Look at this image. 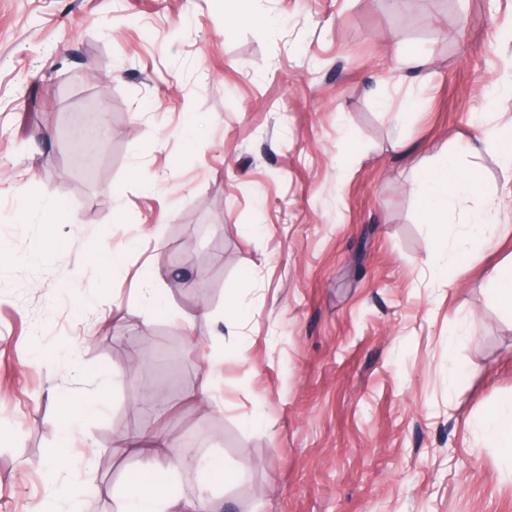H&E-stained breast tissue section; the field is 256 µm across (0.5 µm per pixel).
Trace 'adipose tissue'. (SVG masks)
Returning a JSON list of instances; mask_svg holds the SVG:
<instances>
[{
	"label": "adipose tissue",
	"instance_id": "ef3b65f1",
	"mask_svg": "<svg viewBox=\"0 0 512 512\" xmlns=\"http://www.w3.org/2000/svg\"><path fill=\"white\" fill-rule=\"evenodd\" d=\"M479 190L476 170L460 167L453 160H443L424 171L418 186L420 215L431 227L425 262L438 278H447L455 266L487 241L492 230L487 210L468 218L456 245H449L445 235L449 209L459 197ZM476 427L491 447L512 461V399L494 407ZM121 445L141 459L137 474L127 482L121 512H211L209 499L180 501L173 482L175 445L167 437L147 431L136 440H122Z\"/></svg>",
	"mask_w": 512,
	"mask_h": 512
}]
</instances>
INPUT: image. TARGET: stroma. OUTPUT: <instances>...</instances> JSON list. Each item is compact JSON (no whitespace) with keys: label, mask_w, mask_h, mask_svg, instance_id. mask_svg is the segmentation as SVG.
I'll return each mask as SVG.
<instances>
[{"label":"stroma","mask_w":512,"mask_h":512,"mask_svg":"<svg viewBox=\"0 0 512 512\" xmlns=\"http://www.w3.org/2000/svg\"><path fill=\"white\" fill-rule=\"evenodd\" d=\"M251 7L264 24L229 30L232 0H0V512H72L42 469L63 400L100 393L58 479L99 488L84 512H120L139 461L116 442L147 430L175 441L182 496L223 458L220 512H512V462L472 426L512 397L488 277L512 265V196L483 155L486 195L448 237L485 206L493 240L443 283L415 194L512 127V0ZM90 105L111 134L82 181L65 127ZM54 199L77 223L39 224ZM95 241L124 257L105 281ZM103 367L122 372L105 390Z\"/></svg>","instance_id":"obj_1"}]
</instances>
